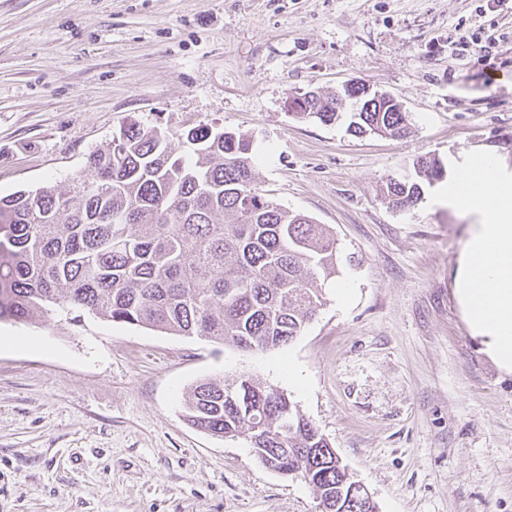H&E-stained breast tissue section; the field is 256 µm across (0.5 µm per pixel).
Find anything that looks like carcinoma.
I'll return each instance as SVG.
<instances>
[{
    "mask_svg": "<svg viewBox=\"0 0 512 512\" xmlns=\"http://www.w3.org/2000/svg\"><path fill=\"white\" fill-rule=\"evenodd\" d=\"M349 100L348 130L400 138L411 115L352 89L304 97L294 115L333 124ZM195 159L172 157L165 131L131 122L111 149L90 155L96 177L0 196V321L59 309L116 323L271 351L298 336L323 305L318 282L336 275L325 225L275 203L257 187L251 140L199 125L185 133ZM416 176L382 188L395 207L416 204L424 183L445 177L422 156ZM193 427L246 440L312 486L322 512H376L327 440L282 391L251 377L205 379L185 400Z\"/></svg>",
    "mask_w": 512,
    "mask_h": 512,
    "instance_id": "cac0c4a2",
    "label": "carcinoma"
}]
</instances>
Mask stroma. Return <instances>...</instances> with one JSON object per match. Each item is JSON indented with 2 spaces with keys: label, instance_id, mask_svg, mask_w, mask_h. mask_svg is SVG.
<instances>
[{
  "label": "stroma",
  "instance_id": "obj_1",
  "mask_svg": "<svg viewBox=\"0 0 512 512\" xmlns=\"http://www.w3.org/2000/svg\"><path fill=\"white\" fill-rule=\"evenodd\" d=\"M349 81L400 97L409 134L293 115ZM132 121L177 157L201 124L251 137L258 185L334 233L337 275L275 351L0 321V512H321L245 440L187 423L197 382L240 376L297 402L377 512H512V376L455 296L468 221L380 191L424 155L512 162V0H0L1 197L93 180Z\"/></svg>",
  "mask_w": 512,
  "mask_h": 512
}]
</instances>
